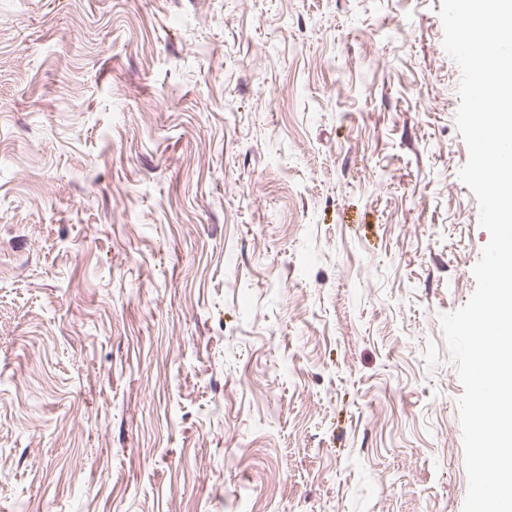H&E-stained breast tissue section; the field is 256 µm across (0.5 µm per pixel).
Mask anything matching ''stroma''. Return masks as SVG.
Returning a JSON list of instances; mask_svg holds the SVG:
<instances>
[{"instance_id":"35a3bbf8","label":"stroma","mask_w":512,"mask_h":512,"mask_svg":"<svg viewBox=\"0 0 512 512\" xmlns=\"http://www.w3.org/2000/svg\"><path fill=\"white\" fill-rule=\"evenodd\" d=\"M441 4L0 0V512H463Z\"/></svg>"}]
</instances>
